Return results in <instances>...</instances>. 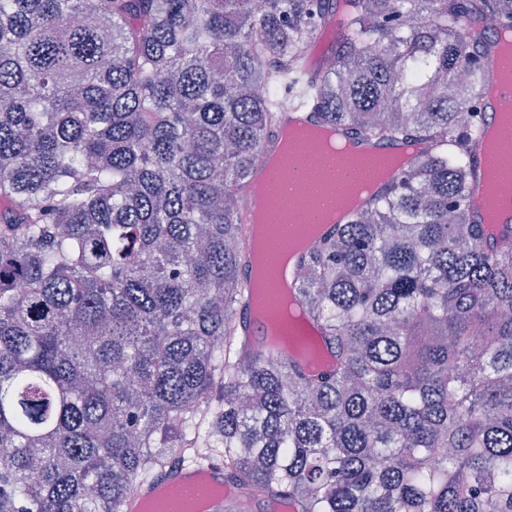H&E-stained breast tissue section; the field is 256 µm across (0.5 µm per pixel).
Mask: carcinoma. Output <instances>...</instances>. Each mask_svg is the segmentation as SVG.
I'll return each mask as SVG.
<instances>
[{"mask_svg": "<svg viewBox=\"0 0 512 512\" xmlns=\"http://www.w3.org/2000/svg\"><path fill=\"white\" fill-rule=\"evenodd\" d=\"M0 0V512L173 462L294 512H512V237L465 204L512 0ZM288 108L426 157L298 264L335 351L244 350L241 193ZM342 22H343V15L342 14H337L334 17V19H333V21L331 23H329L328 25H326V26H324L322 28L319 37L317 38V40L313 44L312 53L309 56L308 61H307V67H308L310 72H314V71H317L319 69L318 62H316V57H318V56L321 57L324 54V52L326 51V49L330 45L334 44V41L336 39V33L338 32ZM324 34L328 35V42H327V45H326L325 49L321 52V50H320V41H321L320 38Z\"/></svg>", "mask_w": 512, "mask_h": 512, "instance_id": "1", "label": "carcinoma"}]
</instances>
